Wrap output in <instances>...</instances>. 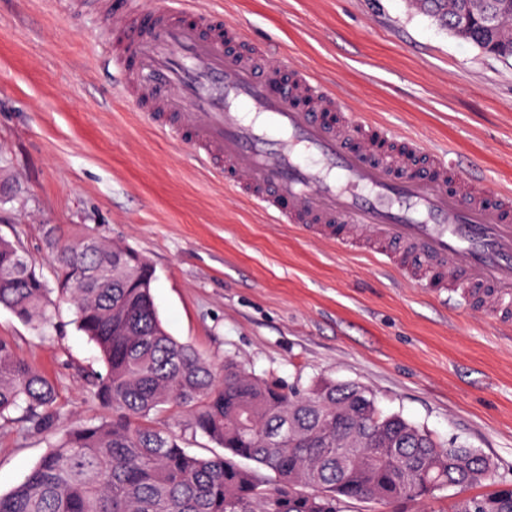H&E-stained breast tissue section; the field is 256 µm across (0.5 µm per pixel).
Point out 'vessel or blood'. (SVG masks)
<instances>
[{
  "label": "vessel or blood",
  "mask_w": 512,
  "mask_h": 512,
  "mask_svg": "<svg viewBox=\"0 0 512 512\" xmlns=\"http://www.w3.org/2000/svg\"><path fill=\"white\" fill-rule=\"evenodd\" d=\"M126 15L109 63L122 90L169 138L191 146L217 177L277 223L343 250L380 258L421 288L448 289L512 328V193H480L457 164L405 140L403 157L428 155L417 179L372 160L384 127H366V149L322 113L340 108L335 91L298 69L282 90L257 75L255 54L223 53L204 27L217 15L193 0Z\"/></svg>",
  "instance_id": "vessel-or-blood-1"
}]
</instances>
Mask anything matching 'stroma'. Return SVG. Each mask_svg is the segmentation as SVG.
I'll use <instances>...</instances> for the list:
<instances>
[{
	"label": "stroma",
	"instance_id": "35a3bbf8",
	"mask_svg": "<svg viewBox=\"0 0 512 512\" xmlns=\"http://www.w3.org/2000/svg\"><path fill=\"white\" fill-rule=\"evenodd\" d=\"M259 44L265 66L303 68L354 117L423 141L492 190H512V61L454 37L407 0H199ZM107 20L66 0H0V236L46 280L44 230L95 229L155 268L159 318L216 364L301 389L357 382L379 408L436 440L479 450L512 482V338L492 316L438 301L367 253L275 223L172 142L118 90L101 57ZM0 336L56 382L73 418L105 412L87 393L99 352L60 304L34 330L0 308ZM47 449L0 425V494ZM453 491L399 505L349 500L344 512H450Z\"/></svg>",
	"mask_w": 512,
	"mask_h": 512
}]
</instances>
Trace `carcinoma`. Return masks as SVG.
<instances>
[{"instance_id": "cac0c4a2", "label": "carcinoma", "mask_w": 512, "mask_h": 512, "mask_svg": "<svg viewBox=\"0 0 512 512\" xmlns=\"http://www.w3.org/2000/svg\"><path fill=\"white\" fill-rule=\"evenodd\" d=\"M465 0H416L436 23L464 15ZM462 39L490 51L472 24ZM54 284L18 246L0 238V306L36 328L68 300L74 322L106 372L85 375L91 398L111 412L60 429L58 387L0 337V421L52 436L25 479L0 494V512H340L346 500H425L455 486L492 490L472 512H512V484L473 448L445 445L364 386L329 379L307 390L219 366L162 325L154 269L127 245L45 231ZM174 410L183 431L222 454L201 457L158 420Z\"/></svg>"}]
</instances>
